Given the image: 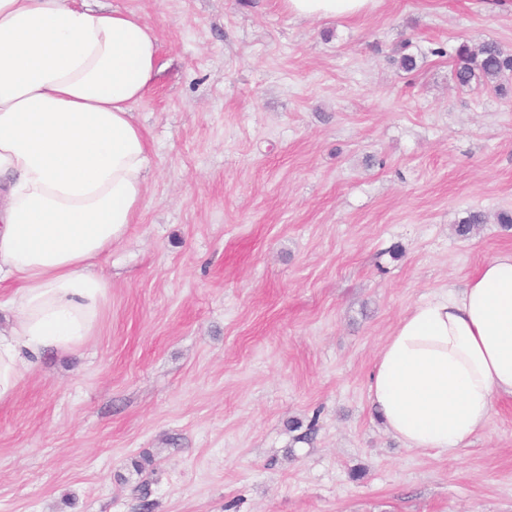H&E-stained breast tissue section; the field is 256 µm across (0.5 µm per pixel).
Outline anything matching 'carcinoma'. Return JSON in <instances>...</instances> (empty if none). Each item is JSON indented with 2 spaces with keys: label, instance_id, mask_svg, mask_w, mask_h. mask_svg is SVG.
<instances>
[{
  "label": "carcinoma",
  "instance_id": "1",
  "mask_svg": "<svg viewBox=\"0 0 512 512\" xmlns=\"http://www.w3.org/2000/svg\"><path fill=\"white\" fill-rule=\"evenodd\" d=\"M408 48L407 42L398 45L394 49L395 61L401 69L412 71L417 67V58L408 52ZM454 58L455 78L462 87H490L501 93L504 91L502 80L512 76V54L505 52L494 40H486L475 48L469 42L462 41L454 49ZM482 223L483 216L471 212L460 221L457 233L467 237Z\"/></svg>",
  "mask_w": 512,
  "mask_h": 512
}]
</instances>
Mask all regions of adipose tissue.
<instances>
[{"label":"adipose tissue","mask_w":512,"mask_h":512,"mask_svg":"<svg viewBox=\"0 0 512 512\" xmlns=\"http://www.w3.org/2000/svg\"><path fill=\"white\" fill-rule=\"evenodd\" d=\"M314 21L377 0H284ZM159 43L142 17L89 0H0V405L46 354L96 335L112 283L96 266L146 196L151 157L134 108ZM369 399L411 450L451 452L512 398V251L409 309L385 339Z\"/></svg>","instance_id":"1"}]
</instances>
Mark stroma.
<instances>
[{
  "mask_svg": "<svg viewBox=\"0 0 512 512\" xmlns=\"http://www.w3.org/2000/svg\"><path fill=\"white\" fill-rule=\"evenodd\" d=\"M103 2L159 41L145 204L101 261L97 336L0 405V512H512V399L447 454L368 393L411 307L512 250V94L460 87L451 54L512 53V10ZM378 0H284L288 13L297 19L354 17L373 10Z\"/></svg>",
  "mask_w": 512,
  "mask_h": 512,
  "instance_id": "1",
  "label": "stroma"
}]
</instances>
